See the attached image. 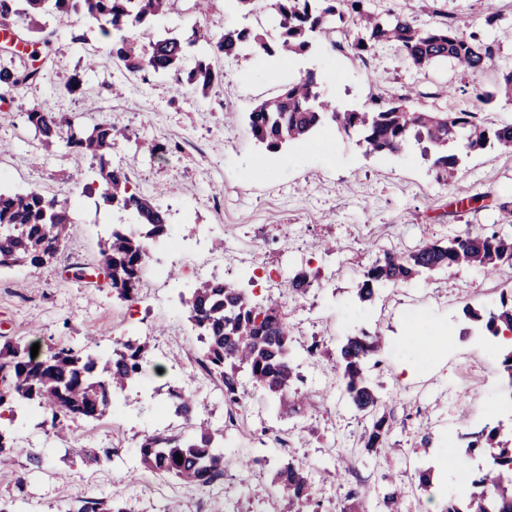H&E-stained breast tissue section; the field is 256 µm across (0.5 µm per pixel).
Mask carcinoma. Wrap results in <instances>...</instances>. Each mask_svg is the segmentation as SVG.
<instances>
[{
	"label": "carcinoma",
	"instance_id": "cac0c4a2",
	"mask_svg": "<svg viewBox=\"0 0 512 512\" xmlns=\"http://www.w3.org/2000/svg\"><path fill=\"white\" fill-rule=\"evenodd\" d=\"M175 0H0V24L19 31L33 48L32 65L9 60L0 63V100L23 84H36L42 72L40 61H53L54 31L47 19L83 17L97 27L100 37L112 43L110 53L129 73L150 71L168 76L207 94L218 72L207 57L185 65L188 49L199 44L221 57H235L245 47L272 57L307 51L313 39L335 32L336 20L354 17L360 28L353 48L361 59L379 43L396 45L417 68L451 60L473 77L485 71L494 56L493 47L476 32L466 33L469 24L455 13L441 14L434 26L420 28L399 15H381L370 0H272L279 22L275 39L250 27L227 29L220 34L196 26L186 38L154 36L147 25L170 13ZM498 95L512 97V71L491 91L477 93L486 105ZM26 121L44 144L64 141L77 154L100 162L104 183L102 198L109 205L130 212L136 222L131 228L115 227L104 240L100 262L116 296L134 300L139 292L146 262L145 244L168 234L166 213L134 192L128 173L105 160L112 151L118 131L110 125H96L77 131L73 122L45 104L29 109L17 104ZM255 140L276 152L290 142L305 140L321 126L332 125L345 134L359 135L365 152L402 153L410 140L428 146L423 155L431 157L436 179L448 181L457 171L458 157L449 151L460 135L465 148L477 152L498 145L512 150V124L487 127L480 121V109L463 112L416 111L403 103L380 106L373 112L341 111L321 97L314 76L308 73L288 82L281 92L256 106L248 115ZM74 224L68 206L38 190L0 193V267H38L57 259ZM469 268L493 276L512 270V232L490 229L466 233L448 241H429L407 254L386 253L363 274L358 297L373 299L384 285L407 283L425 271ZM315 276L299 270L288 276L285 288L303 295ZM188 321L203 343L199 363L224 386V403L235 412H245L248 388L263 392L277 404L282 417L305 413L306 403L298 391L301 375L292 356V330L281 304L268 298L255 300L243 289L222 281L203 280L182 299ZM474 320L486 319L494 336L512 333V290L500 295V305L485 315L466 309ZM383 348V338L349 336L336 350V373L345 391L370 424L361 436L363 447L376 454L389 445L393 410L371 386L365 374V360ZM148 344L129 337L114 342L107 353H92L70 346H56L31 357V346L6 342L0 346V408L9 409L8 421H0V466L8 465L20 451L14 422L18 409H34L51 417V426L75 420H98L112 416L113 398L138 391L140 373L147 363ZM170 408L182 418L187 429L173 433L156 430L138 442L136 456L141 466L183 484L206 489L224 481V428L195 423L194 396L182 386L168 389ZM464 454L479 455L500 467H482L464 498H450L442 512H512V438H500L497 427L466 434ZM183 461H178L177 456ZM384 488L354 487L344 497L341 512H363V505L377 494L386 512H398L403 496L400 487L387 480ZM272 485L286 496L288 512H323L316 497L314 481L303 463L290 462L279 468ZM73 512H130L115 498H84Z\"/></svg>",
	"mask_w": 512,
	"mask_h": 512
}]
</instances>
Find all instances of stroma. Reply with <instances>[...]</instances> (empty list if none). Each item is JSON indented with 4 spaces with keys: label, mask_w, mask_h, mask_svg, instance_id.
<instances>
[{
    "label": "stroma",
    "mask_w": 512,
    "mask_h": 512,
    "mask_svg": "<svg viewBox=\"0 0 512 512\" xmlns=\"http://www.w3.org/2000/svg\"><path fill=\"white\" fill-rule=\"evenodd\" d=\"M372 5L423 28L435 25L442 11L463 15L493 45V63L476 78L448 62L418 69L390 43L362 60L347 44L357 34L348 20L334 38L343 43L339 49L322 38L303 55L267 57L245 50L234 58H215L222 78L203 96L177 88L165 76L122 74L97 33L78 43L72 27L56 23L53 64L39 83L15 91V99L31 107L49 104L85 129L102 123L120 129L111 164L124 167L132 188L166 211L172 238L187 248L162 260L165 268L179 269V276L158 281L144 275L135 300L122 301L111 288L95 287L86 270L98 267L111 225L132 223V215L66 179V171L78 165L84 184H98V161L75 157L60 143L43 144L23 113L0 103V144L7 146L0 151V178L12 191L36 189L67 203L75 223L65 250L82 259L78 268L60 259L37 268L0 269V343L95 351L132 334L148 341L149 358L160 368L145 387L141 414L128 410L55 429L40 413L19 412L22 452L0 468V504L13 502L16 512H69L78 499L112 496L132 512H162L172 500L179 501L181 512H230L235 506L243 512H285L282 495L269 492L272 475L281 464L299 461L311 468L326 512H337L349 488L380 485L385 473L405 491L399 512H440L441 501L419 488L418 472L433 469L435 484L450 491L455 472L442 462L461 458V434L496 425L503 435L512 434V378L501 365L499 341L463 313L467 306L478 312L495 307L501 290L512 286V272L486 278L466 268L440 270L380 287L365 304L357 297L364 270L384 253H407L429 241L492 228L499 203L512 201V150L470 154L457 145L456 178L444 183L417 142L402 154L368 155L356 136L326 127L314 139L271 153L250 133L254 106L307 71L342 110L365 112L404 98L416 110L459 112L478 106L477 93L492 89L502 71L512 69V0H495L498 16L490 26L485 0H372ZM196 25L217 33L250 26L273 34L278 23L270 0H255L246 16L225 9L224 0H213L205 14L194 0H177L152 31L185 37ZM73 73L81 85L70 93L63 85ZM143 140L167 146L168 154L149 156L139 148ZM228 239L250 247L260 267L280 278L300 269L318 274L303 295L277 286L256 291L261 299L279 298L294 327L306 421L279 418L271 398L253 395L238 429L224 437V456L247 452L255 467L246 473L231 465L223 483L203 492L144 470L134 448L145 433L183 428L167 407V388L192 373L194 354L202 349L180 303L189 283L184 269L205 262L214 277H223ZM374 330L385 346L366 373L394 411L391 451L384 457L363 447L360 437L368 422L333 369L335 351L346 337ZM438 330L444 341L423 345V338ZM315 340L324 343L327 356L306 355V345ZM187 389L197 401V419L223 425L221 382L199 378ZM425 434L430 445L423 453ZM91 448L118 451L125 469L88 465L85 453ZM31 451L42 456V468L31 467Z\"/></svg>",
    "instance_id": "obj_1"
}]
</instances>
